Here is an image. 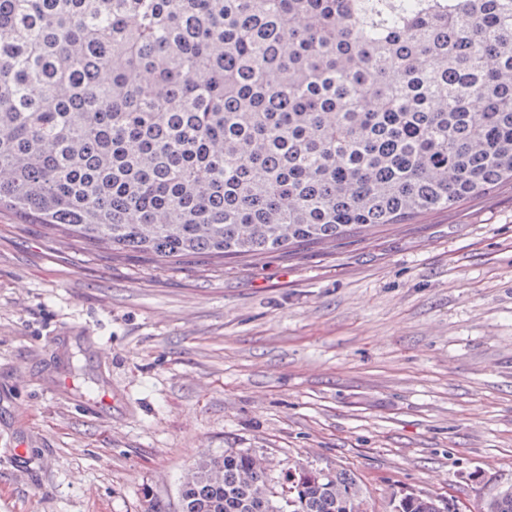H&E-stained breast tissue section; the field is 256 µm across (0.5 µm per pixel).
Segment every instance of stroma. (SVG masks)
Returning a JSON list of instances; mask_svg holds the SVG:
<instances>
[{
  "instance_id": "obj_1",
  "label": "stroma",
  "mask_w": 512,
  "mask_h": 512,
  "mask_svg": "<svg viewBox=\"0 0 512 512\" xmlns=\"http://www.w3.org/2000/svg\"><path fill=\"white\" fill-rule=\"evenodd\" d=\"M351 471L369 512L512 486V184L157 267L0 216V512H180L200 454Z\"/></svg>"
}]
</instances>
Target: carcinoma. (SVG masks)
<instances>
[{"instance_id":"cac0c4a2","label":"carcinoma","mask_w":512,"mask_h":512,"mask_svg":"<svg viewBox=\"0 0 512 512\" xmlns=\"http://www.w3.org/2000/svg\"><path fill=\"white\" fill-rule=\"evenodd\" d=\"M504 181L512 0H0V214L24 224L236 259ZM273 481L248 450L207 456L181 512H367L345 470L291 467L279 500ZM481 512H512V488Z\"/></svg>"}]
</instances>
